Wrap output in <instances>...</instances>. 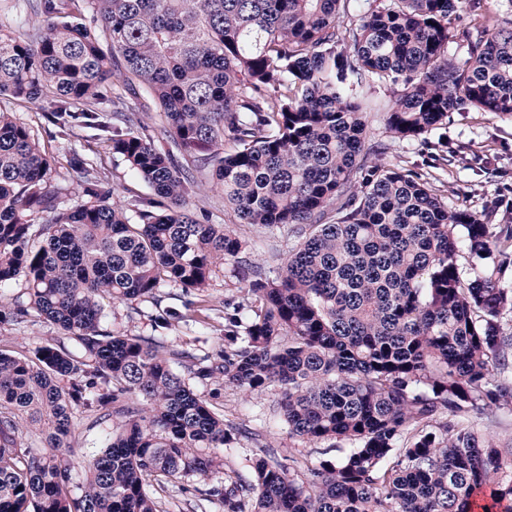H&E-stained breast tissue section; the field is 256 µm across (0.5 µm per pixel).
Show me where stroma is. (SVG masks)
<instances>
[{
	"instance_id": "obj_1",
	"label": "stroma",
	"mask_w": 512,
	"mask_h": 512,
	"mask_svg": "<svg viewBox=\"0 0 512 512\" xmlns=\"http://www.w3.org/2000/svg\"><path fill=\"white\" fill-rule=\"evenodd\" d=\"M15 112L17 118L37 130L41 142L48 149L64 148L68 153L101 161L105 172L104 186L113 191L115 200L126 203L138 197H151L150 187L131 174L122 158L112 155L105 145H88L85 130L74 129L69 140L61 141L50 137L47 125L33 106L21 105L16 107ZM367 136L373 142L391 143L387 161L428 179L449 202L463 203L476 211L483 210L485 204L493 202L497 205L495 223L512 221V118H500L483 112L449 114L448 140L443 150L452 154L458 146L468 145L469 151L462 163L455 160L443 163L439 161L437 151L415 143L391 141L384 124L376 116L369 119ZM189 209L199 220L234 227L238 235L250 242L248 256L251 261L270 262L285 250L280 240L267 237L258 226L239 223L236 216L225 209L220 190L209 181H202L194 188L189 198ZM228 300L249 306L255 302L246 281L223 271L214 276L210 288L202 294L164 286L160 289L159 300L112 304L106 325L113 331L150 336L154 333L152 316L165 314L170 322L167 336L175 339L181 348L196 352L200 349L197 338L202 333L198 319L208 318L210 335H223L224 303ZM55 333L52 325L42 321L21 325L2 322L0 349L28 351L43 338ZM192 385L201 395H213L216 406L227 419L249 425L256 415H263L266 420L263 440L277 448L280 460H287L290 452L298 450L306 456L309 466H318L322 456L316 445L289 438L288 428L279 411V389H269L251 399L235 387L224 388L215 395L210 386L200 380H193ZM469 424L485 440L501 448H512L511 407L473 411Z\"/></svg>"
}]
</instances>
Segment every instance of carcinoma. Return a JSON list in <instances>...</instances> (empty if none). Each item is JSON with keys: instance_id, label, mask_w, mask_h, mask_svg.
<instances>
[{"instance_id": "1", "label": "carcinoma", "mask_w": 512, "mask_h": 512, "mask_svg": "<svg viewBox=\"0 0 512 512\" xmlns=\"http://www.w3.org/2000/svg\"><path fill=\"white\" fill-rule=\"evenodd\" d=\"M475 4L26 0L38 25L0 20V319L59 332L0 350V512H163L170 485L221 512H512V448L468 420L512 405V289L496 280L512 224L448 203L366 133L374 112L434 148L450 112L512 118V19L452 24ZM12 104L40 105L56 137L80 127L108 143L154 197L112 202L102 171L73 157L72 198ZM202 177L240 223L297 238L283 262L243 259L235 230L190 214ZM223 265L257 305L224 303L222 347L196 357L104 328L110 304L201 292ZM187 374L216 392L279 387L289 434L339 455L304 481L297 458L262 448L251 479L217 476L211 449L251 431ZM85 414L96 442L78 484ZM94 435V432L86 430L85 423H80L75 426L72 440V446L75 448V454L74 457H72V463L75 468L77 480H82L86 465V457L82 452L85 451V448L91 446Z\"/></svg>"}]
</instances>
